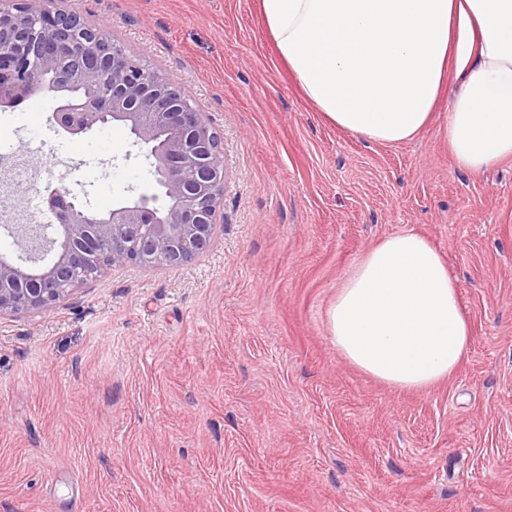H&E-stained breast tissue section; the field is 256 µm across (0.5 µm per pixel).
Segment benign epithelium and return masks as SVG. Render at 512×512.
<instances>
[{"mask_svg": "<svg viewBox=\"0 0 512 512\" xmlns=\"http://www.w3.org/2000/svg\"><path fill=\"white\" fill-rule=\"evenodd\" d=\"M79 14L31 0L0 3V106L34 91L51 95V119L75 139L108 123L128 130L151 161L155 194L102 215L64 187L47 189L52 224H1L24 241L18 261H0V313L50 312L108 267L182 265L210 246L224 205L223 138L187 91L100 37Z\"/></svg>", "mask_w": 512, "mask_h": 512, "instance_id": "1", "label": "benign epithelium"}]
</instances>
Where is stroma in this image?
I'll use <instances>...</instances> for the list:
<instances>
[{
  "label": "stroma",
  "instance_id": "35a3bbf8",
  "mask_svg": "<svg viewBox=\"0 0 512 512\" xmlns=\"http://www.w3.org/2000/svg\"><path fill=\"white\" fill-rule=\"evenodd\" d=\"M184 87L224 142V207L181 266L108 268L49 313L0 315V512H512V158L460 168L450 96L399 144L340 130L259 0H55ZM48 94L0 108V198L99 212L157 190L117 126L75 140ZM414 232L444 258L467 356L424 390L336 350L355 262Z\"/></svg>",
  "mask_w": 512,
  "mask_h": 512
}]
</instances>
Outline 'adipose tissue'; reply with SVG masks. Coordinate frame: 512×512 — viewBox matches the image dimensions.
<instances>
[{
	"mask_svg": "<svg viewBox=\"0 0 512 512\" xmlns=\"http://www.w3.org/2000/svg\"><path fill=\"white\" fill-rule=\"evenodd\" d=\"M260 12L305 97L337 128L410 140L452 73L460 86L443 137L457 165L512 157V0H260ZM328 324L339 354L400 388L448 379L471 338L446 262L413 232L357 261Z\"/></svg>",
	"mask_w": 512,
	"mask_h": 512,
	"instance_id": "adipose-tissue-1",
	"label": "adipose tissue"
}]
</instances>
